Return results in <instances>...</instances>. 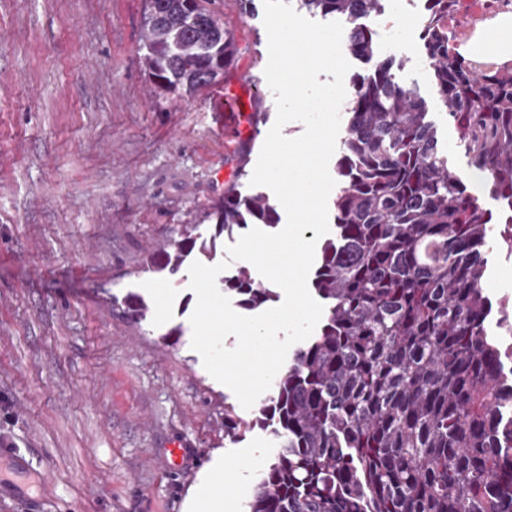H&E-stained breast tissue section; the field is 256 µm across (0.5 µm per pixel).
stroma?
I'll return each instance as SVG.
<instances>
[{
    "mask_svg": "<svg viewBox=\"0 0 512 512\" xmlns=\"http://www.w3.org/2000/svg\"><path fill=\"white\" fill-rule=\"evenodd\" d=\"M402 23L370 26L396 81L425 99L449 169L472 170L436 93L415 21L425 0H387ZM241 53L230 78L268 116L256 139L224 124V85L154 94L144 74V0H0V437L32 475L43 512H197L200 499L248 512L278 447L258 408H243L191 347L189 273H146L155 242L250 173L276 119L262 21L219 0ZM245 176L228 182L240 149ZM485 288L512 308V251L494 247ZM134 293L136 324L113 310ZM180 328L176 343L161 334ZM246 422L225 435L224 414ZM184 448L182 466L170 450ZM254 459L251 467L240 466ZM122 309V313L131 320L141 323L147 322L151 318V309L145 300L138 296L131 294L122 303L118 309Z\"/></svg>",
    "mask_w": 512,
    "mask_h": 512,
    "instance_id": "35a3bbf8",
    "label": "stroma"
}]
</instances>
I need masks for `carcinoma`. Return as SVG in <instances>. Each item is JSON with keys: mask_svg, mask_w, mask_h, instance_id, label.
Returning a JSON list of instances; mask_svg holds the SVG:
<instances>
[{"mask_svg": "<svg viewBox=\"0 0 512 512\" xmlns=\"http://www.w3.org/2000/svg\"><path fill=\"white\" fill-rule=\"evenodd\" d=\"M386 0H299L349 24L344 48L372 66L354 82L333 200L334 237L311 287L325 312L260 408L279 441L250 512H512V353L488 331L489 251L512 248V69L474 72L452 51L444 0H426L421 40L448 118L499 214L448 167L416 89L394 80L361 19ZM212 0H145L140 64L158 89L192 96L232 68L235 29ZM208 238L184 224L144 269L212 261L224 234L274 228L279 203L232 186L212 202ZM504 228L499 230L497 225ZM222 289L249 311L277 299L241 266ZM122 313L151 318L131 294Z\"/></svg>", "mask_w": 512, "mask_h": 512, "instance_id": "carcinoma-1", "label": "carcinoma"}]
</instances>
